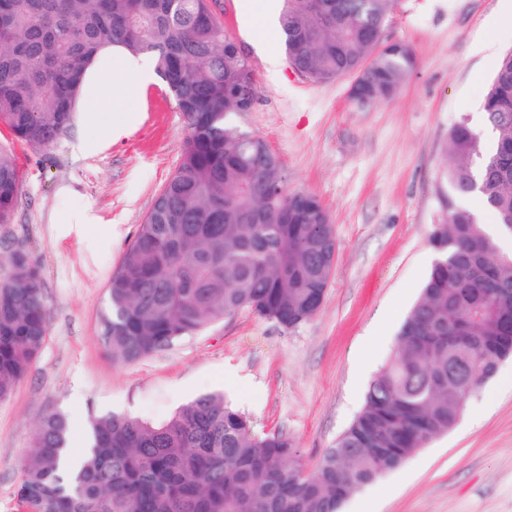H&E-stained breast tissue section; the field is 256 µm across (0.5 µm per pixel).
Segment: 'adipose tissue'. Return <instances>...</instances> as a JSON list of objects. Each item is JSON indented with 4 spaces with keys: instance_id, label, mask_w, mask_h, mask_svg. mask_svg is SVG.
Instances as JSON below:
<instances>
[{
    "instance_id": "ef3b65f1",
    "label": "adipose tissue",
    "mask_w": 512,
    "mask_h": 512,
    "mask_svg": "<svg viewBox=\"0 0 512 512\" xmlns=\"http://www.w3.org/2000/svg\"><path fill=\"white\" fill-rule=\"evenodd\" d=\"M157 79L149 56L112 45L100 49L87 67L77 95V109L86 128L81 148H92L103 137L115 139L126 134L135 120L133 93Z\"/></svg>"
}]
</instances>
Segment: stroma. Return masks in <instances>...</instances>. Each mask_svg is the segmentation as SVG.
Instances as JSON below:
<instances>
[{
	"instance_id": "obj_1",
	"label": "stroma",
	"mask_w": 512,
	"mask_h": 512,
	"mask_svg": "<svg viewBox=\"0 0 512 512\" xmlns=\"http://www.w3.org/2000/svg\"><path fill=\"white\" fill-rule=\"evenodd\" d=\"M239 0L214 14L251 61L258 97L233 124L279 158L287 188L327 211L336 255L323 305L286 329L242 310L134 363L113 361L100 336L106 287L136 230L177 169L187 131L165 85L139 100L135 128L81 152L74 124L60 145L11 149L23 175L0 243L27 246L44 280L46 344L13 393L0 399V512H32L18 493L36 422L59 410L74 435L92 416L122 412L154 422L221 392L256 430L282 432L314 469L361 411L417 301L434 253L429 234L448 190L441 157L448 132L473 118L512 18L502 0H393L388 41L409 43L414 71L389 100L365 109L351 77L317 82L280 54L270 72L242 26ZM512 359L466 402L455 426L402 467L351 495L342 512H512Z\"/></svg>"
}]
</instances>
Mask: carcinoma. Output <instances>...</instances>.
I'll use <instances>...</instances> for the list:
<instances>
[{
    "mask_svg": "<svg viewBox=\"0 0 512 512\" xmlns=\"http://www.w3.org/2000/svg\"><path fill=\"white\" fill-rule=\"evenodd\" d=\"M285 52L328 81L367 72L364 100L391 98L416 66L385 47L392 0H281ZM151 53L182 112L186 146L107 284L101 335L134 362L241 310L291 329L323 304L336 252L329 216L286 190L278 158L230 118L253 108L254 69L210 0H0V127L49 150L74 121L76 90L107 43ZM483 109L492 140L460 119L444 149L448 196L429 243L435 257L393 352L351 426L311 471L283 433L258 432L224 395L205 394L154 423L90 419L74 474L60 468L67 417L39 421L20 496L33 512H338L353 493L448 433L466 401L512 357V253L478 222L512 218V50ZM22 176L0 144V224ZM0 281V398L46 343L44 282L23 245Z\"/></svg>",
    "mask_w": 512,
    "mask_h": 512,
    "instance_id": "1",
    "label": "carcinoma"
}]
</instances>
